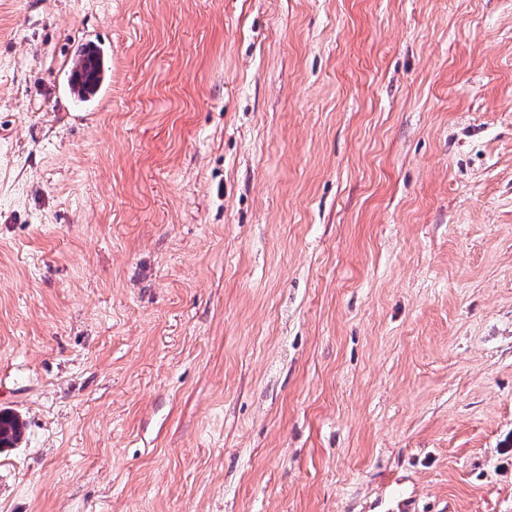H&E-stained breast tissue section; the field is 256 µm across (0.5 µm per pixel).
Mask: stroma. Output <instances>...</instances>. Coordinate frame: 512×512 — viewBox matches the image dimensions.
I'll use <instances>...</instances> for the list:
<instances>
[{
    "label": "stroma",
    "instance_id": "stroma-1",
    "mask_svg": "<svg viewBox=\"0 0 512 512\" xmlns=\"http://www.w3.org/2000/svg\"><path fill=\"white\" fill-rule=\"evenodd\" d=\"M1 408L0 512H512V0H0ZM102 61L96 50L89 49L85 52L82 59L78 58L75 64L70 81L75 88H79L80 96L84 99L92 96L97 91L98 83L102 76L98 77L94 85H90L93 75L102 74Z\"/></svg>",
    "mask_w": 512,
    "mask_h": 512
}]
</instances>
